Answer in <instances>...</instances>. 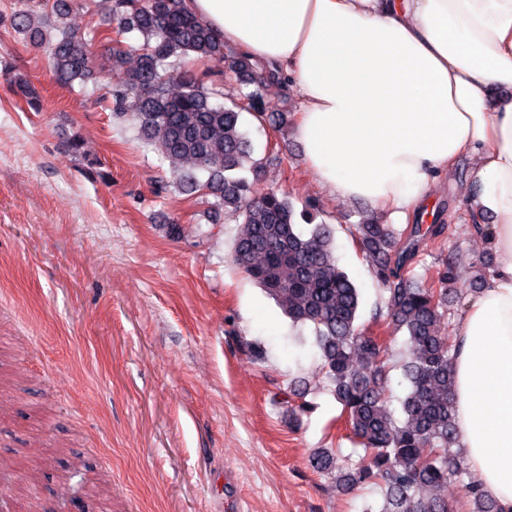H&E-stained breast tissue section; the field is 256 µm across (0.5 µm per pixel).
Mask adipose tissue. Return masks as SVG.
<instances>
[{
    "label": "adipose tissue",
    "instance_id": "ef3b65f1",
    "mask_svg": "<svg viewBox=\"0 0 512 512\" xmlns=\"http://www.w3.org/2000/svg\"><path fill=\"white\" fill-rule=\"evenodd\" d=\"M225 43L282 70L315 180L395 224L436 178L478 163L470 208L496 270L457 327L458 440L512 512V0H185Z\"/></svg>",
    "mask_w": 512,
    "mask_h": 512
}]
</instances>
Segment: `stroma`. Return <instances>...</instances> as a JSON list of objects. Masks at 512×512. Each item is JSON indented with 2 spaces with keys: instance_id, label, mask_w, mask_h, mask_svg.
Here are the masks:
<instances>
[{
  "instance_id": "35a3bbf8",
  "label": "stroma",
  "mask_w": 512,
  "mask_h": 512,
  "mask_svg": "<svg viewBox=\"0 0 512 512\" xmlns=\"http://www.w3.org/2000/svg\"><path fill=\"white\" fill-rule=\"evenodd\" d=\"M68 22L97 32L95 56L105 61L117 27L107 0H87ZM1 60L26 75L42 105L29 109L0 75V375L15 377L0 397V473H17L23 460L42 474L20 512H45L62 496L69 448L90 464L72 480L87 512L381 507L378 489L342 494L308 466L319 448L356 460L362 451L336 422L341 407L312 328L293 327L236 265L239 219L172 186L167 161L103 104L105 74L62 84L42 48L4 27ZM242 129L261 186L316 202L335 225L338 265L369 320L384 294L347 232L367 216L365 204L340 202L314 180L293 128L275 132L247 114ZM473 166L460 158L434 184L448 232L420 261L455 253L456 320L477 275L493 274L479 264L485 245L467 204ZM174 224L183 234H171ZM405 341L401 331L388 339L395 409L409 390ZM293 379L313 406L297 426L281 400Z\"/></svg>"
}]
</instances>
